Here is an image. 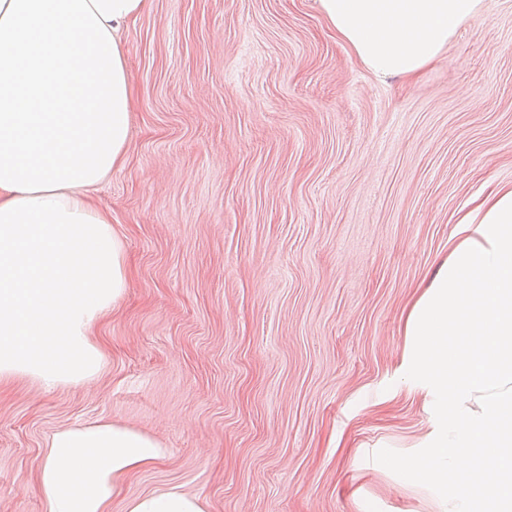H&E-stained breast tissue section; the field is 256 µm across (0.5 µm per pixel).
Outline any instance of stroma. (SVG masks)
<instances>
[{
    "label": "stroma",
    "instance_id": "stroma-1",
    "mask_svg": "<svg viewBox=\"0 0 512 512\" xmlns=\"http://www.w3.org/2000/svg\"><path fill=\"white\" fill-rule=\"evenodd\" d=\"M125 163L97 188L128 286L95 382L0 389V512H44L50 436L107 419L161 440L123 494L209 512H444L385 467L431 397L405 319L461 209L512 187V0L412 81H377L310 0H150L123 35ZM122 512H208V504L180 486H164L125 499Z\"/></svg>",
    "mask_w": 512,
    "mask_h": 512
}]
</instances>
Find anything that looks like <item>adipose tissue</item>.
<instances>
[{
	"mask_svg": "<svg viewBox=\"0 0 512 512\" xmlns=\"http://www.w3.org/2000/svg\"><path fill=\"white\" fill-rule=\"evenodd\" d=\"M378 80L433 64L483 0H313ZM148 0H0V382L42 389L99 379L93 333L126 290L124 242L93 191L121 167L133 92L122 35ZM455 244L406 321L411 377L430 386L435 430L423 461L388 456L448 512H512V188L457 222ZM166 456L135 428L96 421L47 441L45 512H112L132 474ZM123 512H208L178 486Z\"/></svg>",
	"mask_w": 512,
	"mask_h": 512,
	"instance_id": "obj_1",
	"label": "adipose tissue"
}]
</instances>
